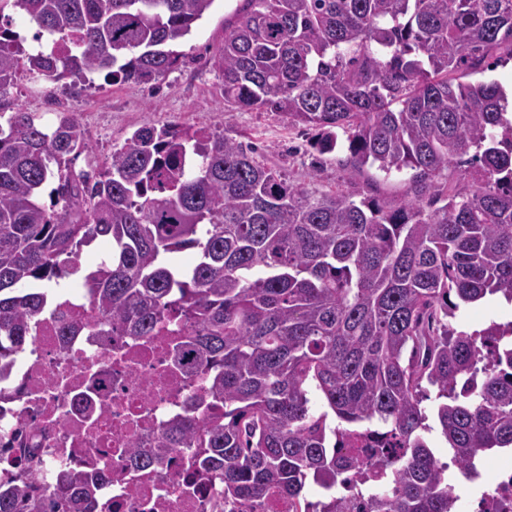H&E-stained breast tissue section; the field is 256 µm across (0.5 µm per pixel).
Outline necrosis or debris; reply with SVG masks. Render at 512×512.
I'll return each mask as SVG.
<instances>
[{
  "mask_svg": "<svg viewBox=\"0 0 512 512\" xmlns=\"http://www.w3.org/2000/svg\"><path fill=\"white\" fill-rule=\"evenodd\" d=\"M62 311L86 317V290L61 294L58 306L39 318L11 376L0 380L8 396L0 407V481L22 459L37 466L50 490L64 469L95 476L98 512H295L276 492L250 503L226 502L223 488L201 478L185 448L166 469L136 468L128 448L149 447L203 394L205 376L174 366L167 336L114 343L93 328L62 335Z\"/></svg>",
  "mask_w": 512,
  "mask_h": 512,
  "instance_id": "1",
  "label": "necrosis or debris"
}]
</instances>
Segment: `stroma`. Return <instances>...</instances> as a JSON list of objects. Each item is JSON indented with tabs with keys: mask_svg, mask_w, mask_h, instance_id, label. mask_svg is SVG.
Returning <instances> with one entry per match:
<instances>
[{
	"mask_svg": "<svg viewBox=\"0 0 512 512\" xmlns=\"http://www.w3.org/2000/svg\"><path fill=\"white\" fill-rule=\"evenodd\" d=\"M241 6L242 0H217L214 9L179 45L183 56L180 67L160 84L107 83L99 78L91 89L62 82L38 89L23 76L10 89L4 110L10 113L21 108L36 113L50 125L59 113H75L93 146L91 159L98 162L109 157L137 129L171 123L221 130L226 136L259 147L261 160L295 185L323 193L409 194V173L388 176L373 168L348 173L342 165L344 150L320 152L314 131L290 124L276 112H249L224 104L213 62L224 48V26L236 21ZM88 160L78 159V167H86Z\"/></svg>",
	"mask_w": 512,
	"mask_h": 512,
	"instance_id": "obj_1",
	"label": "stroma"
}]
</instances>
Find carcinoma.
Listing matches in <instances>:
<instances>
[{
    "label": "carcinoma",
    "instance_id": "obj_1",
    "mask_svg": "<svg viewBox=\"0 0 512 512\" xmlns=\"http://www.w3.org/2000/svg\"><path fill=\"white\" fill-rule=\"evenodd\" d=\"M216 0H0V98L36 83L95 77L157 84ZM36 24L38 47L4 26ZM214 61L224 102L278 112L346 137L350 172L413 171L414 196L322 193L294 185L222 133L143 127L91 170L73 112L46 126L17 109L0 126V379L49 305L50 283L86 271L106 336H159L176 320L175 362L205 371L206 396L169 423L136 467L194 449L224 498L277 491L298 512H453L421 407L428 387L448 455L469 480L512 449V322L465 332L460 308L512 305V120L495 81L461 78L512 59V0H244ZM468 186L448 188L459 162ZM50 205L42 193L50 184ZM194 249L182 268L175 255ZM326 411L311 410V393ZM379 437L369 463L344 448ZM365 493L336 495L350 470ZM328 491L312 502L305 488ZM0 512H98L67 471L43 494L33 467L0 483Z\"/></svg>",
    "mask_w": 512,
    "mask_h": 512
}]
</instances>
